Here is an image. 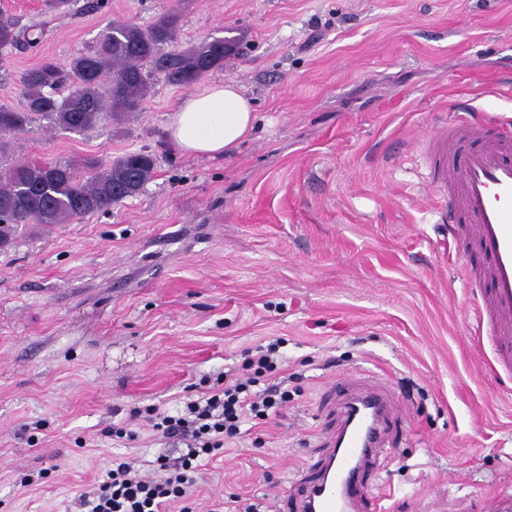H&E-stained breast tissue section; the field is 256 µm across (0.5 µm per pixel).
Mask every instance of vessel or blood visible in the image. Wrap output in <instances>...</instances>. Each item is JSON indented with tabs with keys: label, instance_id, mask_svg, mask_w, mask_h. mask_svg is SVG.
Returning a JSON list of instances; mask_svg holds the SVG:
<instances>
[{
	"label": "vessel or blood",
	"instance_id": "obj_1",
	"mask_svg": "<svg viewBox=\"0 0 512 512\" xmlns=\"http://www.w3.org/2000/svg\"><path fill=\"white\" fill-rule=\"evenodd\" d=\"M436 180L448 188V224H459L481 261L469 273L488 290L482 321L496 342L495 363L512 370V132L468 113L429 133ZM391 423L390 404L369 391L350 398L333 452L319 464L299 512H357L365 465Z\"/></svg>",
	"mask_w": 512,
	"mask_h": 512
}]
</instances>
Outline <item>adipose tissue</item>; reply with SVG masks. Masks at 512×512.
I'll return each instance as SVG.
<instances>
[{
  "instance_id": "adipose-tissue-1",
  "label": "adipose tissue",
  "mask_w": 512,
  "mask_h": 512,
  "mask_svg": "<svg viewBox=\"0 0 512 512\" xmlns=\"http://www.w3.org/2000/svg\"><path fill=\"white\" fill-rule=\"evenodd\" d=\"M255 120L254 105L236 82L209 83L181 99L167 132L185 154L219 157L232 153L250 135Z\"/></svg>"
}]
</instances>
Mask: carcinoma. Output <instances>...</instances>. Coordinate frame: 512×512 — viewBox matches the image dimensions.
I'll use <instances>...</instances> for the list:
<instances>
[{
    "label": "carcinoma",
    "instance_id": "carcinoma-1",
    "mask_svg": "<svg viewBox=\"0 0 512 512\" xmlns=\"http://www.w3.org/2000/svg\"><path fill=\"white\" fill-rule=\"evenodd\" d=\"M178 16L166 13L147 27L114 22L98 46L79 52L67 66L44 57L20 75L23 101L0 105V136L22 132L38 118L58 129L83 132L109 113L113 119L142 110L157 74L189 87L224 67V50L236 40L213 38L187 50H167L177 40ZM42 33L0 11V62L21 45L34 48ZM155 160L144 151L127 153L85 177L67 163L24 162L0 170V246L20 224H69L133 198L152 179Z\"/></svg>",
    "mask_w": 512,
    "mask_h": 512
}]
</instances>
